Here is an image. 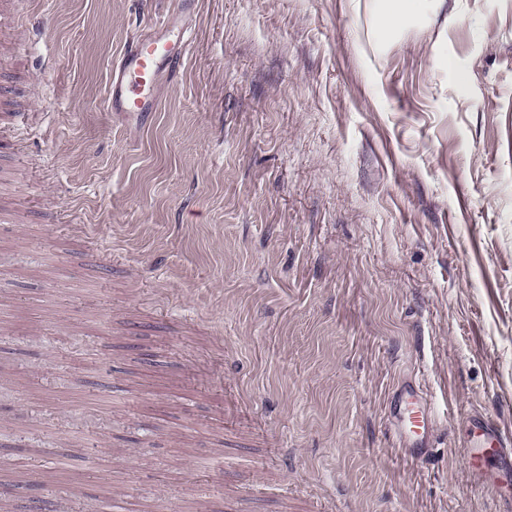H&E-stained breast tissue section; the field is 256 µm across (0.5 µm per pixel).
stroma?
Wrapping results in <instances>:
<instances>
[{
	"label": "stroma",
	"mask_w": 512,
	"mask_h": 512,
	"mask_svg": "<svg viewBox=\"0 0 512 512\" xmlns=\"http://www.w3.org/2000/svg\"><path fill=\"white\" fill-rule=\"evenodd\" d=\"M447 2L380 54L367 0H195L133 122L109 65L173 0H18L0 512H512L465 459L512 433V0ZM398 403L395 424L398 434L407 443L406 448H428L433 420L426 402L416 388L407 386L399 393ZM471 429L474 439L471 447L467 449L469 469L478 482L486 483L489 475L484 470V460L489 456L498 455L506 461L510 458L511 442L503 438L496 424L484 417H472Z\"/></svg>",
	"instance_id": "obj_1"
}]
</instances>
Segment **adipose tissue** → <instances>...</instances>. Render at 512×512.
<instances>
[{
  "instance_id": "ef3b65f1",
  "label": "adipose tissue",
  "mask_w": 512,
  "mask_h": 512,
  "mask_svg": "<svg viewBox=\"0 0 512 512\" xmlns=\"http://www.w3.org/2000/svg\"><path fill=\"white\" fill-rule=\"evenodd\" d=\"M446 0H376L369 42L379 52L387 50L409 23H421L441 14Z\"/></svg>"
}]
</instances>
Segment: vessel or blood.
Listing matches in <instances>:
<instances>
[{
  "instance_id": "b4317fda",
  "label": "vessel or blood",
  "mask_w": 512,
  "mask_h": 512,
  "mask_svg": "<svg viewBox=\"0 0 512 512\" xmlns=\"http://www.w3.org/2000/svg\"><path fill=\"white\" fill-rule=\"evenodd\" d=\"M186 0H174L173 17L155 24L152 31L133 39L113 62L108 79L106 105L110 111L131 117L155 111L164 75L175 74L183 65L190 46V30L180 24ZM396 429L408 447H427L433 420L416 388L405 387L398 395ZM473 442L467 450L469 469L478 482L489 476L483 462L492 455L505 456L512 442L504 439L490 420L471 419Z\"/></svg>"
}]
</instances>
